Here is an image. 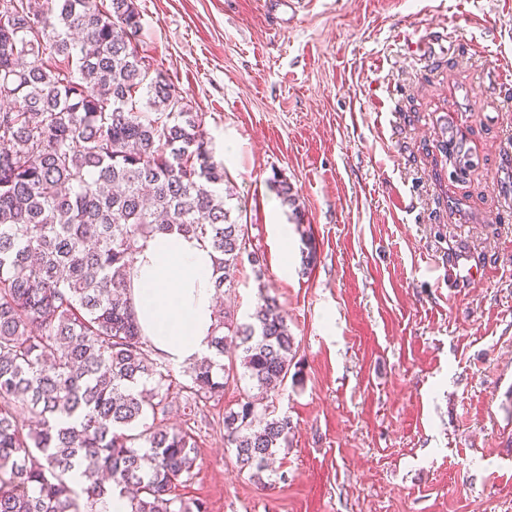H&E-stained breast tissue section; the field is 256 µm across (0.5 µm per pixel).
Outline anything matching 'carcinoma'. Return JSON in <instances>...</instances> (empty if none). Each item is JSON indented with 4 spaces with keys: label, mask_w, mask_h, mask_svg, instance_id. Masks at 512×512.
Listing matches in <instances>:
<instances>
[{
    "label": "carcinoma",
    "mask_w": 512,
    "mask_h": 512,
    "mask_svg": "<svg viewBox=\"0 0 512 512\" xmlns=\"http://www.w3.org/2000/svg\"><path fill=\"white\" fill-rule=\"evenodd\" d=\"M135 0H0V512H86L127 496L129 512H207L174 494L197 465L198 436L169 425L166 365L126 296L141 240L177 230L217 255L214 287H234L248 225L231 219L218 164L187 100L138 50ZM466 172L463 142L439 144ZM210 353L179 383L184 416L224 396V446L263 480L293 424L272 396L295 337L276 298L249 321L220 309Z\"/></svg>",
    "instance_id": "carcinoma-1"
}]
</instances>
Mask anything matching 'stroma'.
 Instances as JSON below:
<instances>
[{
	"instance_id": "35a3bbf8",
	"label": "stroma",
	"mask_w": 512,
	"mask_h": 512,
	"mask_svg": "<svg viewBox=\"0 0 512 512\" xmlns=\"http://www.w3.org/2000/svg\"><path fill=\"white\" fill-rule=\"evenodd\" d=\"M136 7L140 50L224 165L303 378L274 397L294 432L259 481L224 446L242 397L226 385L177 495L207 512H512V0ZM458 134L473 168L434 177ZM258 300L243 263L224 305L243 322Z\"/></svg>"
}]
</instances>
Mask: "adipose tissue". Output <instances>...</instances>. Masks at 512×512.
I'll return each mask as SVG.
<instances>
[{"instance_id":"obj_1","label":"adipose tissue","mask_w":512,"mask_h":512,"mask_svg":"<svg viewBox=\"0 0 512 512\" xmlns=\"http://www.w3.org/2000/svg\"><path fill=\"white\" fill-rule=\"evenodd\" d=\"M214 253L177 231L142 240L133 261L136 321L153 348L173 366L209 351L215 323Z\"/></svg>"}]
</instances>
